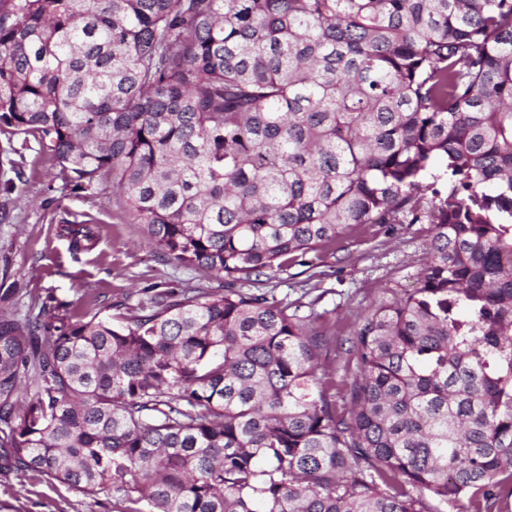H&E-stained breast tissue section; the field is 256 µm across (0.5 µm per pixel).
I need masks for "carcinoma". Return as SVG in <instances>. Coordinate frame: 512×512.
Instances as JSON below:
<instances>
[{"label": "carcinoma", "mask_w": 512, "mask_h": 512, "mask_svg": "<svg viewBox=\"0 0 512 512\" xmlns=\"http://www.w3.org/2000/svg\"><path fill=\"white\" fill-rule=\"evenodd\" d=\"M0 126L224 279L1 314L0 476L112 512L512 499V0H0ZM364 224L430 225L427 263L361 317L339 407L264 285Z\"/></svg>", "instance_id": "cac0c4a2"}]
</instances>
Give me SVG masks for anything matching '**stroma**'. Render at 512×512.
Instances as JSON below:
<instances>
[{"mask_svg": "<svg viewBox=\"0 0 512 512\" xmlns=\"http://www.w3.org/2000/svg\"><path fill=\"white\" fill-rule=\"evenodd\" d=\"M0 269L4 285L16 289L11 310L25 314L31 304L67 305L72 319L95 312L115 313L132 306L157 284L218 289L222 280L177 266L147 245L143 227L126 211L119 193L104 184L94 195L75 194L60 165L42 155L36 142L0 127ZM91 221L94 246L71 254L63 228ZM430 227L426 224H367L324 257L321 282L308 281L302 266L276 274L269 282L277 298L309 303L330 335L324 367L333 374L337 392L357 375L348 348L362 311L391 290L411 287L425 261ZM0 503L11 512H112L111 505L63 486L28 476L0 477Z\"/></svg>", "mask_w": 512, "mask_h": 512, "instance_id": "obj_1", "label": "stroma"}]
</instances>
